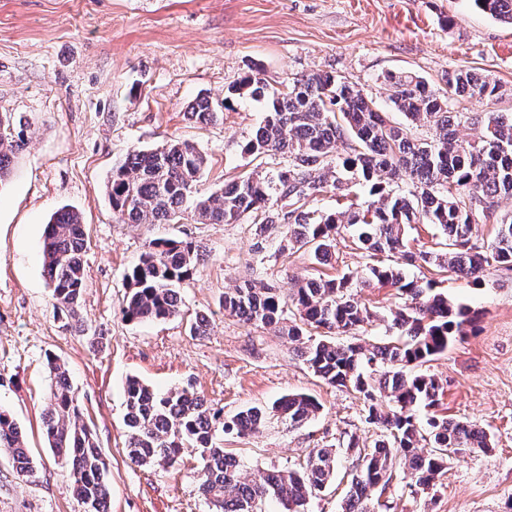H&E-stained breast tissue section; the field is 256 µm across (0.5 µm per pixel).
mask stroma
<instances>
[{
	"instance_id": "obj_1",
	"label": "stroma",
	"mask_w": 512,
	"mask_h": 512,
	"mask_svg": "<svg viewBox=\"0 0 512 512\" xmlns=\"http://www.w3.org/2000/svg\"><path fill=\"white\" fill-rule=\"evenodd\" d=\"M285 81L335 72L402 122L383 82L406 71L441 87L466 69L498 84L499 98L463 101L458 112H512V25L473 0H0V113L26 121V145L0 191V408L23 432L34 463L19 477L0 452V512H81L67 475L42 431L50 387L48 357L64 363L109 471L110 512H209L198 492V452L178 465L140 467L125 452L124 387L136 376L165 392L189 387L233 416L304 393L321 408L303 426L271 419L237 436L218 434L245 475L299 468L316 448L340 453L352 471L349 439L377 436L353 392L327 385L298 357L277 327L225 315V291L252 281L290 294L297 279L349 274L352 296L371 322L335 334L341 344L395 335L392 313L405 300L388 286L361 287L370 263L349 232L336 238L330 265L307 249L287 247L272 230L257 236L250 221L126 224L112 213L106 184L133 149L186 140L207 156L202 194L219 191L256 165L242 145L263 118L265 102L241 100L216 126L188 120L199 97L223 99L251 67ZM84 221L86 282L76 317L56 306L42 267L44 229L61 208ZM192 242L201 259L180 288L179 315L133 323L122 316L125 275L149 240ZM411 278L435 279L449 299L477 310L479 328L422 367L444 386L439 414L488 432L491 451L454 455L434 486L409 489L395 472L373 490L372 512H512V271L486 266L480 284L435 275L424 263ZM206 335H191L196 314Z\"/></svg>"
}]
</instances>
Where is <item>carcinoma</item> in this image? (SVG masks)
I'll use <instances>...</instances> for the list:
<instances>
[{
	"instance_id": "obj_1",
	"label": "carcinoma",
	"mask_w": 512,
	"mask_h": 512,
	"mask_svg": "<svg viewBox=\"0 0 512 512\" xmlns=\"http://www.w3.org/2000/svg\"><path fill=\"white\" fill-rule=\"evenodd\" d=\"M492 17L512 25V0H473ZM391 103L407 119L394 125L344 75L323 72L294 77L286 83L261 69L250 71L228 87L221 103L201 97L191 106L197 124L223 122L224 110L235 99H263V120L242 151L255 158L285 155L288 164L242 175L220 192L198 195L207 158L194 144L172 140L153 149L129 151L112 171L107 184L112 212L127 224H178L192 212L205 224H235L245 218L259 234L280 224L289 243L313 252L319 264L329 262L336 237L350 232L366 256L397 255L480 282L484 267L512 270V217H496L498 200L512 196V113L453 112L451 103L484 100L498 86L469 70L448 72L446 87L433 89L419 76L387 72ZM479 125L473 140L457 136L461 125ZM22 119L0 114V186L24 146ZM426 127L431 136L418 138L412 128ZM343 148L344 154L338 153ZM369 186L374 200L363 205L351 197V184ZM325 193L345 201V211L319 213L309 201ZM495 224L493 238L478 242V226ZM417 224L441 231L448 250L416 254L408 233ZM84 228L72 209L57 211L47 224L43 267L60 309L72 316L86 287ZM199 260L190 242L155 239L127 273L123 315L130 322L160 321L180 312V285ZM389 285L410 304L393 322L403 336L362 345L331 340L305 343L299 357L315 375L332 386L345 387L362 398L366 420L380 430L370 448L352 440L359 469L352 474L343 512H370L368 492L379 480L390 482L395 468L416 486L428 488L441 475L450 455L493 447L491 436L467 422L432 412L443 386L432 376L413 373L446 351L476 321L471 307L435 291L433 280L408 279L398 264L368 268L364 288ZM353 280L306 278L286 298L278 289L245 282L224 293V311L254 326H279L293 342L305 328L347 333L370 321L372 314L351 297ZM51 385L43 416L46 441L55 457L69 465V479L78 500L91 512H109L108 469L98 443L80 423V407L70 377L57 359H48ZM124 426L126 455L138 466L161 463L173 467L187 446L200 450L198 491L210 512H263L269 498L284 512H301L309 497L336 476L333 448L311 452L298 469H273L252 478L243 476L241 462L225 466L232 453L216 445V433L245 435L257 430L271 414L298 428L320 404L304 394L277 400L271 410L251 407L230 419L213 410L189 389L160 392L137 377L127 380ZM0 448L11 452L18 476L33 471V460L18 424L0 408Z\"/></svg>"
}]
</instances>
